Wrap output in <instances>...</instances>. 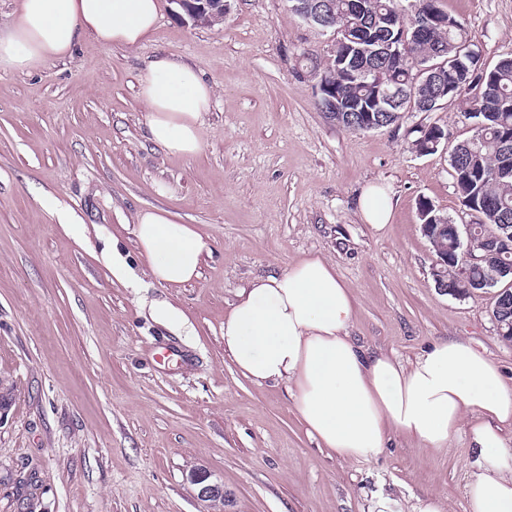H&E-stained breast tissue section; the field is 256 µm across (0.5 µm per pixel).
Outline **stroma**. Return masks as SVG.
Returning <instances> with one entry per match:
<instances>
[{
    "label": "stroma",
    "instance_id": "obj_1",
    "mask_svg": "<svg viewBox=\"0 0 512 512\" xmlns=\"http://www.w3.org/2000/svg\"><path fill=\"white\" fill-rule=\"evenodd\" d=\"M438 6L464 23L484 68L512 57V0ZM333 48L332 32L303 24L287 0H230L219 24L182 21L166 5L137 48L85 38L71 58L0 70V379L15 387L0 422V512H207L194 470L223 484L224 512H369L379 493L393 512L428 494L464 512L465 434L435 449L394 432L374 459L331 456L284 386L250 383L224 352L239 289L317 253L354 292L359 344L407 365L433 342L467 341L512 390L496 289L440 290L419 217L424 200L471 222L447 149L421 155L411 142L436 125L456 144L472 120L450 98L370 132L329 121L306 58ZM160 54L214 89L196 157L147 139L138 77ZM369 183L394 205L380 231L358 211ZM152 207L206 241L192 282L148 276L134 223ZM114 244L124 283L112 275ZM161 301L179 309L181 328L152 318Z\"/></svg>",
    "mask_w": 512,
    "mask_h": 512
}]
</instances>
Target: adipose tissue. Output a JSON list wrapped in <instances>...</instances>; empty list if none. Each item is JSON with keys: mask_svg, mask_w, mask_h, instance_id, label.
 Instances as JSON below:
<instances>
[{"mask_svg": "<svg viewBox=\"0 0 512 512\" xmlns=\"http://www.w3.org/2000/svg\"><path fill=\"white\" fill-rule=\"evenodd\" d=\"M161 0H18L0 25V70L26 72L72 57L83 38L136 48L153 39ZM149 138L193 157L213 91L198 71L167 57L139 76ZM134 234L149 276L165 286L198 275L208 246L195 226L155 208ZM355 299L320 255L254 278L224 317V351L245 379L285 386L307 434L329 454L368 460L390 432L444 448L466 432V512H512V392L499 367L460 341H438L410 365L353 339Z\"/></svg>", "mask_w": 512, "mask_h": 512, "instance_id": "adipose-tissue-1", "label": "adipose tissue"}]
</instances>
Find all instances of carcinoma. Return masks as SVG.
<instances>
[{
	"mask_svg": "<svg viewBox=\"0 0 512 512\" xmlns=\"http://www.w3.org/2000/svg\"><path fill=\"white\" fill-rule=\"evenodd\" d=\"M328 13V29L350 36L348 44L338 45L327 63L309 57V67H322L336 73V93L346 101H366L371 96L372 78L361 73H349L339 64L348 45H368L365 37L373 34L388 37L405 49L402 62L385 73L391 90L405 92L397 112L408 107L418 109L417 75L424 68L441 69L444 80L452 84L445 98H453L467 87L479 90L472 101L468 118L474 120L472 136L457 144L450 155L457 191L463 206L470 210L474 203L488 202L491 209L476 210L479 221L472 224L476 238L503 224L512 227V58L500 61L494 69L484 71L478 65L477 54L470 49L463 22L448 16V24L437 26L424 38L414 34V28L404 29L397 0H333ZM435 255L448 253L445 279L448 288L468 292L485 271L473 270L469 284L459 280L455 267L454 242L445 235L433 246ZM494 318L502 330L512 336V306H494Z\"/></svg>",
	"mask_w": 512,
	"mask_h": 512,
	"instance_id": "carcinoma-1",
	"label": "carcinoma"
}]
</instances>
